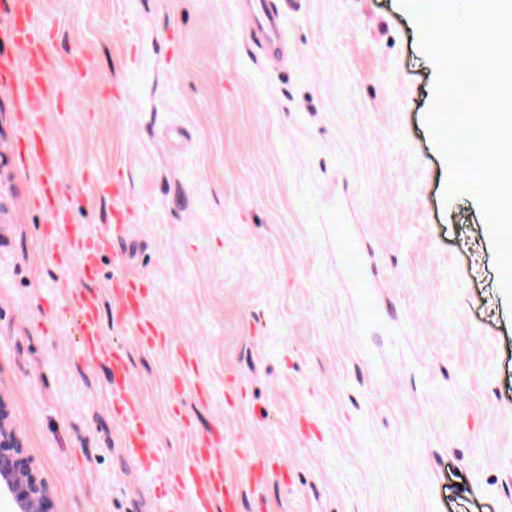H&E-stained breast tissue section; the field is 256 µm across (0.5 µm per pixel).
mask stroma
<instances>
[{
  "label": "stroma",
  "instance_id": "1",
  "mask_svg": "<svg viewBox=\"0 0 512 512\" xmlns=\"http://www.w3.org/2000/svg\"><path fill=\"white\" fill-rule=\"evenodd\" d=\"M267 2L277 62L237 0H37L60 190L92 237L107 185L133 212L90 288L160 462L124 451L0 88V395L26 451L56 512H189L202 436L239 512H512V310L476 199L445 197L436 67L398 0ZM361 264L370 308L342 283ZM115 275L156 343L117 320Z\"/></svg>",
  "mask_w": 512,
  "mask_h": 512
}]
</instances>
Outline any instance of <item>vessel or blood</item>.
<instances>
[{"label": "vessel or blood", "instance_id": "1", "mask_svg": "<svg viewBox=\"0 0 512 512\" xmlns=\"http://www.w3.org/2000/svg\"><path fill=\"white\" fill-rule=\"evenodd\" d=\"M246 4L247 18L261 30L268 49L279 51L283 43L279 14L267 9L266 0H246ZM0 12L7 16L6 25L0 27V41L11 46L10 52L0 53V86L11 91L16 109L28 115V121L17 138L21 159L36 164L40 190L48 200L49 212L64 245L76 255L81 278L86 281L94 279L99 272L101 255L111 251L113 236L125 229L126 192L121 185H112L110 192L117 203L112 212V233L89 241L83 225L74 222L62 194L55 191L61 161L49 145L42 120L50 89V68L47 64L50 28L39 21L35 0H0ZM109 289L120 306L122 317L142 322L143 299L137 285L125 277L116 276ZM70 302L80 315V333L86 356L108 367L115 403L126 418L137 419V402L130 387L126 357L104 338L100 296L78 289L72 292ZM126 451L148 462L157 461L159 456L155 442L147 439L139 426L129 432ZM191 486L192 512H211L216 501L223 502L224 512H237V487L228 479L223 463L212 462L192 471Z\"/></svg>", "mask_w": 512, "mask_h": 512}]
</instances>
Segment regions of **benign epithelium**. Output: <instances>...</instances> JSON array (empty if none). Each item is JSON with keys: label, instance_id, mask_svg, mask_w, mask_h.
<instances>
[{"label": "benign epithelium", "instance_id": "benign-epithelium-1", "mask_svg": "<svg viewBox=\"0 0 512 512\" xmlns=\"http://www.w3.org/2000/svg\"><path fill=\"white\" fill-rule=\"evenodd\" d=\"M13 501L17 512H55L51 490L26 454L12 424L6 400L0 396V494Z\"/></svg>", "mask_w": 512, "mask_h": 512}]
</instances>
